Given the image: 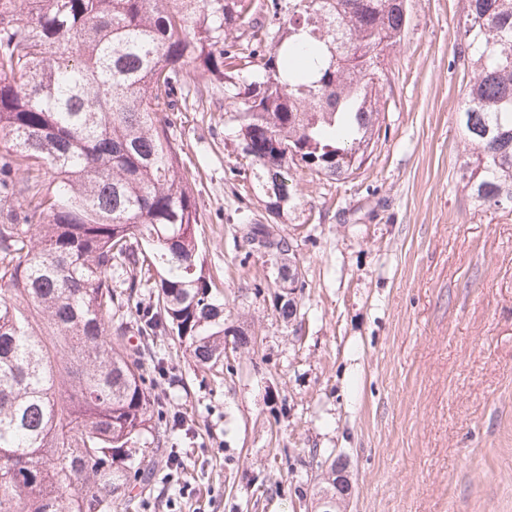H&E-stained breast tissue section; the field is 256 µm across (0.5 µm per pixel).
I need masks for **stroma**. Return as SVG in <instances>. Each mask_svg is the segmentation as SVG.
<instances>
[{
	"label": "stroma",
	"instance_id": "35a3bbf8",
	"mask_svg": "<svg viewBox=\"0 0 512 512\" xmlns=\"http://www.w3.org/2000/svg\"><path fill=\"white\" fill-rule=\"evenodd\" d=\"M407 6L387 139L352 178L298 171L307 208L275 226L305 272L302 323L274 313L271 270L240 242L265 211L234 122L187 98L175 134L205 266L226 324L258 345L222 375L158 339L175 376L160 393L193 431L172 437L188 490L165 489L162 512H313L331 453L349 464V512H512V211L475 209L459 180L460 0Z\"/></svg>",
	"mask_w": 512,
	"mask_h": 512
}]
</instances>
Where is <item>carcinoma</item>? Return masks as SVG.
<instances>
[{
  "instance_id": "1",
  "label": "carcinoma",
  "mask_w": 512,
  "mask_h": 512,
  "mask_svg": "<svg viewBox=\"0 0 512 512\" xmlns=\"http://www.w3.org/2000/svg\"><path fill=\"white\" fill-rule=\"evenodd\" d=\"M403 2L271 0L273 28L256 0H0V512H112L184 470L154 340L212 370L229 328L174 93L224 89L244 179L286 218L294 171L345 180L374 151ZM462 3L459 177L474 208L512 210V0ZM243 242L293 250L259 222Z\"/></svg>"
}]
</instances>
